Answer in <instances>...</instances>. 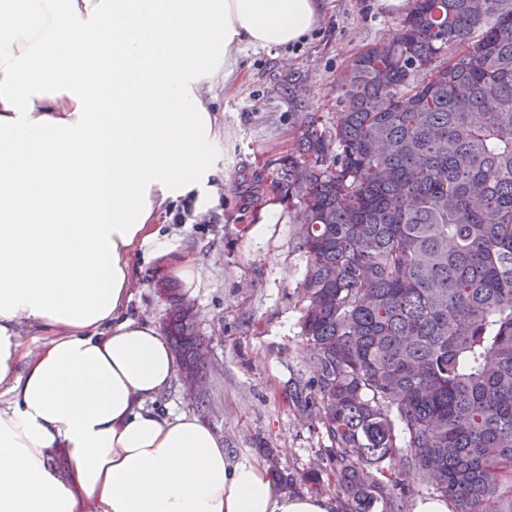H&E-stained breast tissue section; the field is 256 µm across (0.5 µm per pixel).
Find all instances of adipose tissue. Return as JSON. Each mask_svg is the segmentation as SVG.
<instances>
[{
	"instance_id": "obj_1",
	"label": "adipose tissue",
	"mask_w": 512,
	"mask_h": 512,
	"mask_svg": "<svg viewBox=\"0 0 512 512\" xmlns=\"http://www.w3.org/2000/svg\"><path fill=\"white\" fill-rule=\"evenodd\" d=\"M323 9L0 0V512H333L229 457L194 415L152 408L175 358L125 314L136 249L185 287L199 278L157 222L219 203L215 83L242 48L305 40ZM23 325L51 337L32 348Z\"/></svg>"
}]
</instances>
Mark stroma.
I'll use <instances>...</instances> for the list:
<instances>
[{
    "instance_id": "1",
    "label": "stroma",
    "mask_w": 512,
    "mask_h": 512,
    "mask_svg": "<svg viewBox=\"0 0 512 512\" xmlns=\"http://www.w3.org/2000/svg\"><path fill=\"white\" fill-rule=\"evenodd\" d=\"M310 36L286 47L245 48L239 80L216 87L213 107L222 129L218 167L227 184L220 206L204 215L171 216L160 224L175 257L202 266L196 287L183 295L198 313L210 350L198 394L174 378L155 409L197 415L222 438L227 454L278 466L293 478L292 492L336 501L330 443L315 416L293 404L295 385L311 381L301 336V286L307 256L301 247L297 197L274 183L293 146L299 114L288 101L298 83L319 128L336 116V82L363 48L399 29L410 0H326ZM278 212L261 223L267 204ZM129 311L163 323L168 303L157 291L168 275L156 260L131 258Z\"/></svg>"
}]
</instances>
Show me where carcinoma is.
Segmentation results:
<instances>
[{
  "instance_id": "cac0c4a2",
  "label": "carcinoma",
  "mask_w": 512,
  "mask_h": 512,
  "mask_svg": "<svg viewBox=\"0 0 512 512\" xmlns=\"http://www.w3.org/2000/svg\"><path fill=\"white\" fill-rule=\"evenodd\" d=\"M345 73L331 130L303 116L281 172L307 255L295 403L339 512H397L412 473L455 512H512V0H412ZM162 296L198 375L197 314Z\"/></svg>"
}]
</instances>
